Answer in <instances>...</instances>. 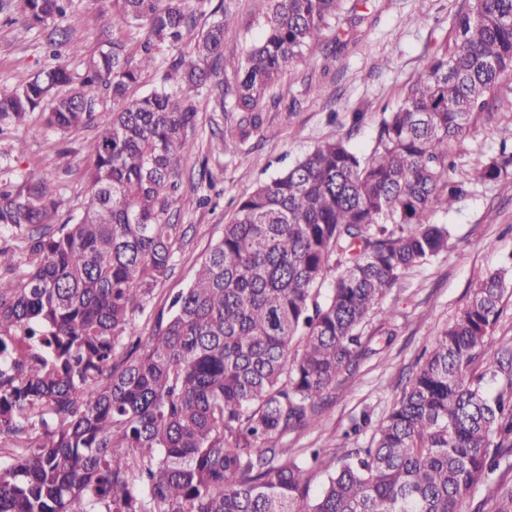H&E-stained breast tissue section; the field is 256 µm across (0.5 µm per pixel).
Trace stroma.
Here are the masks:
<instances>
[{"label":"stroma","instance_id":"stroma-1","mask_svg":"<svg viewBox=\"0 0 512 512\" xmlns=\"http://www.w3.org/2000/svg\"><path fill=\"white\" fill-rule=\"evenodd\" d=\"M212 2L223 5L233 19L224 32V77L229 80L244 51L257 43L270 3ZM70 4L68 16L54 24L68 32L62 53L73 69L93 53L101 30L137 46L141 31L117 21L112 0ZM467 7L468 0H343L324 31L323 53L310 65L286 72L283 100L266 103L263 130L236 153L224 150V114L201 101L197 147L186 157L181 177V193L194 204L168 211L186 235L174 270L135 317L138 333L151 334L157 313L189 287L222 239L239 198L330 137H350L361 151H371L383 109L401 102L427 59L450 42L455 16ZM46 36V30L28 27L19 14H0V91L12 86L18 72L34 73L50 64ZM356 111L366 117L355 128L351 115ZM95 134V126L49 134L35 115L20 131L0 135V162L15 175L67 152L68 166L55 169L52 180L61 200L56 216L61 222L79 212L89 192L85 173L93 160L87 145ZM505 143L512 144V74L503 79L491 114L476 115L453 144L454 177L464 182L465 192L450 209L431 215L432 223L452 227L451 248L410 270L384 297L381 312L362 330L369 356L330 391L312 424L283 434L282 445L292 455L308 448L333 454L366 445L371 430L361 426L362 417L376 422L385 416L425 348L470 301L478 281L512 265V170L493 181L474 178L475 170L497 157ZM387 309L394 313L393 322L384 318Z\"/></svg>","mask_w":512,"mask_h":512}]
</instances>
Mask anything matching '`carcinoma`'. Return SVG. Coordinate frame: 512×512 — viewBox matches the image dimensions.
Here are the masks:
<instances>
[{"mask_svg": "<svg viewBox=\"0 0 512 512\" xmlns=\"http://www.w3.org/2000/svg\"><path fill=\"white\" fill-rule=\"evenodd\" d=\"M197 0H112L145 28L136 52L104 37L74 76L57 61L0 94V131L34 113L66 134L112 117L90 143L82 210L52 224L53 160L0 181V512H512V341L494 336L507 272L487 274L432 343L364 448L288 455L328 391L368 356L361 329L414 267L448 251L430 223L464 193L449 150L512 73V0H469L451 44L382 113L366 155L330 138L240 199L224 236L149 336L134 326L175 265L164 218L196 147L201 98L231 112L224 151L264 127L263 104L313 61L340 0H269L233 82L214 81L227 12ZM31 27L65 0H12ZM191 50L161 61L166 46ZM152 71L157 85L131 86ZM512 152L478 168L496 180ZM322 476L312 490L316 475Z\"/></svg>", "mask_w": 512, "mask_h": 512, "instance_id": "obj_1", "label": "carcinoma"}]
</instances>
